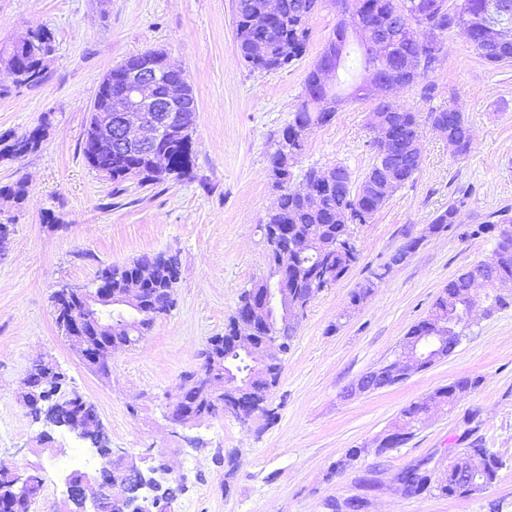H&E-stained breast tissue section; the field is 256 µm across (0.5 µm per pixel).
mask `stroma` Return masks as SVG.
Returning <instances> with one entry per match:
<instances>
[{
    "mask_svg": "<svg viewBox=\"0 0 512 512\" xmlns=\"http://www.w3.org/2000/svg\"><path fill=\"white\" fill-rule=\"evenodd\" d=\"M338 18L325 0L309 21L306 54L265 73L236 51L234 0H0V46L40 26L55 39L42 83L0 97L1 141L49 122L36 152L0 158V186L28 185L23 204L0 197V221L11 230L0 260V462L41 478L30 512H59L75 454L84 456V469L99 464L87 442L63 427L45 432L24 407L21 382L41 358L95 406L114 452L163 459L181 477L170 512H331L332 503L353 497L366 499V512H512V307L478 317L452 355L405 381L346 394L392 359L449 280L492 258L494 239L476 228L512 211V65L484 63L460 31L445 36L427 76L433 98L417 85L396 96L421 120L420 169L371 223L355 226L358 262L307 307L270 393L274 418L244 425L220 414L179 430L166 417L183 374L199 368L202 349L223 335L242 291L268 271L259 226L277 198L270 155ZM150 49L164 51L194 89L193 177L116 185L84 159V134L103 77ZM448 105L470 127L467 154H453L426 120L430 109ZM374 106L342 104L331 123L310 133L301 168L338 163L360 179L374 155ZM451 205L459 210L452 229L422 238L415 254L351 307L370 272ZM160 251L178 254L182 264L174 308L136 347L113 352L110 377L91 373L57 329L54 291L87 283L99 266ZM468 376L480 384L459 403L436 412L404 445L370 452L404 407ZM471 411L477 417L469 425ZM472 437L505 462L485 494L398 490L403 468L422 461L446 467ZM355 448L361 456L347 460ZM342 459L346 467L334 471Z\"/></svg>",
    "mask_w": 512,
    "mask_h": 512,
    "instance_id": "stroma-1",
    "label": "stroma"
}]
</instances>
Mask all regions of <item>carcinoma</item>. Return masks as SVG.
I'll return each mask as SVG.
<instances>
[{
	"instance_id": "1",
	"label": "carcinoma",
	"mask_w": 512,
	"mask_h": 512,
	"mask_svg": "<svg viewBox=\"0 0 512 512\" xmlns=\"http://www.w3.org/2000/svg\"><path fill=\"white\" fill-rule=\"evenodd\" d=\"M322 0H279V21L269 28H257L252 25L255 13L266 8L267 0H235V47L246 64L254 71L271 73L284 69L305 55L309 40V20L318 10ZM346 8L336 23L342 29V37L337 39L330 36L322 53L313 67L308 70L303 83V101L294 112L292 121L283 128L275 141V151L270 156V179L272 187L279 192L276 207L270 211L263 224L260 225L263 235L271 252L279 249L288 251V292H295L304 301H313L308 296L313 280L318 272L323 271L327 276L336 280L350 270L351 258L343 251L341 245L353 233L352 225L365 221V215L375 216L393 196L395 192L413 180L421 165V152L413 148V143L420 135V124L416 113L400 105L393 104L384 108L374 107L372 114L383 118L392 130L395 151L381 157L374 155L372 165L362 177L368 188L360 195L354 187L348 169L345 181L332 183L323 192V197L317 205H312L298 194L291 183L299 177H312L315 169L296 172L300 159L306 150L309 133L313 128L324 126L332 121L336 114L333 106H321L322 90L319 88L320 67L329 56L336 54V44L345 41L349 29L357 20L375 12L386 13L394 17L400 25H414L421 29L439 31L444 36L456 22L465 19L470 24V31H476L478 26V4L480 0H436L434 13L417 16L411 13L412 0H345ZM268 47L264 57L256 54L258 45ZM12 58L18 62L22 85L36 86L42 82L45 64L43 59L55 51L52 32L45 28L31 31L28 45L12 44L7 46ZM432 47H425L414 41H402L395 46L388 56L387 65L397 72L404 85L412 87L432 71L430 63ZM477 56L485 63L500 67L512 63V46L499 55H489L480 50ZM145 60L144 54L131 56L112 68V77H104L99 85L95 101L103 102L116 92L122 82V73L128 68L138 66ZM181 84L183 101L181 104V127L183 132L177 138L168 140L164 147L169 150V167L167 173L155 172L151 159L143 153L134 154L116 152L112 155H101L96 159L86 156L88 165L95 171L104 170L109 173V180L120 185L136 178L139 183L157 185L172 178L181 179L193 173L192 165V133L196 121V98L193 87L188 82L184 71L180 70L167 75L161 81L156 93L163 96L171 81ZM427 120H435L446 125L448 137L465 142V148H470V127L457 109L433 108L427 113ZM45 124L15 138L10 144L0 149V155L11 158L21 157L37 151L45 137ZM11 198L15 203H22L27 195L26 183L19 179L13 183L0 186V196ZM458 208L454 205L438 214L428 225V230L439 232L448 231L457 223ZM512 218L504 213L496 221H488L478 226L477 233L492 234L495 238V253L502 251L509 254L508 258H499L496 262H476L457 278L448 281L441 294L436 299L433 312L448 316V296L460 295L468 287L471 276L480 273L487 280L512 281V241L498 240L499 231L505 225H511ZM404 253L395 252L388 263L370 272L364 285H372L380 280L383 270L402 262ZM147 262L143 254L128 263L112 265V287L120 288L130 278L137 275L142 265ZM270 276L254 281L240 295L238 306L224 327V332L231 333L236 320L240 318L242 306L255 289L267 290ZM178 281L171 277L167 262L161 258L154 261L152 280L147 284V299L150 305L163 313L171 311L175 305V291ZM467 335V327L461 323L455 332L446 333L440 337L432 336L430 340L439 347L445 355H450L460 344L461 338ZM222 356L228 358L240 380L247 389L260 393L271 388L272 381L278 377L280 370L266 376L253 370L248 360L235 351L230 341L221 346ZM480 383L477 377L460 378L454 383L436 389L429 398L442 404L454 402V390L457 387L471 390ZM90 406L82 395L74 392L62 402L59 410L61 420L81 412ZM421 404L414 402L401 411V419L409 425L408 437H413L422 425L420 419ZM505 466L501 457L496 454L489 456L482 479L488 485H493L499 472ZM400 475L406 481L416 486L418 493L435 490L446 497L462 496L464 477L452 466L440 475L426 480L418 474V466L410 465L404 468ZM10 468L0 463V504L8 503L11 497Z\"/></svg>"
}]
</instances>
